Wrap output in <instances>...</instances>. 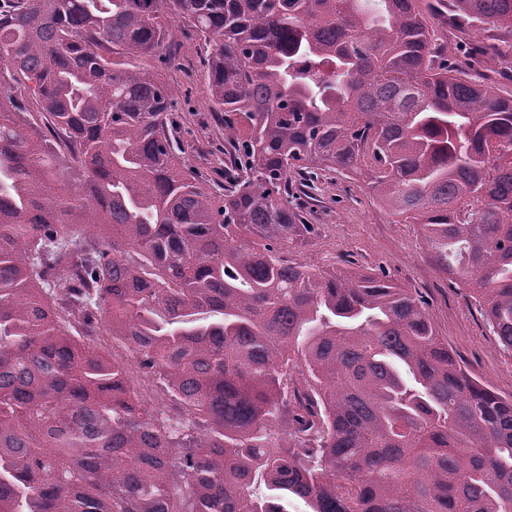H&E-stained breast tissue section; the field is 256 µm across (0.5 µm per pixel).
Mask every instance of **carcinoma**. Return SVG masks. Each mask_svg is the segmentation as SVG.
Wrapping results in <instances>:
<instances>
[{"label": "carcinoma", "instance_id": "obj_1", "mask_svg": "<svg viewBox=\"0 0 512 512\" xmlns=\"http://www.w3.org/2000/svg\"><path fill=\"white\" fill-rule=\"evenodd\" d=\"M421 2L0 0V512H512V397L412 289L281 253L294 178H360L512 352V0ZM176 22L222 185L139 64Z\"/></svg>", "mask_w": 512, "mask_h": 512}]
</instances>
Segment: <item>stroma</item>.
<instances>
[{"instance_id": "stroma-1", "label": "stroma", "mask_w": 512, "mask_h": 512, "mask_svg": "<svg viewBox=\"0 0 512 512\" xmlns=\"http://www.w3.org/2000/svg\"><path fill=\"white\" fill-rule=\"evenodd\" d=\"M149 66L172 89L170 114L184 163L212 182H223L227 144L224 125L208 102L201 40L187 26L175 24L166 59L150 60ZM314 194L309 221L315 231L305 247L289 249L288 259L319 268L385 271L425 301L440 336L473 377L512 396V354L489 331L469 291L430 265L416 226L396 223L352 179L317 181Z\"/></svg>"}]
</instances>
